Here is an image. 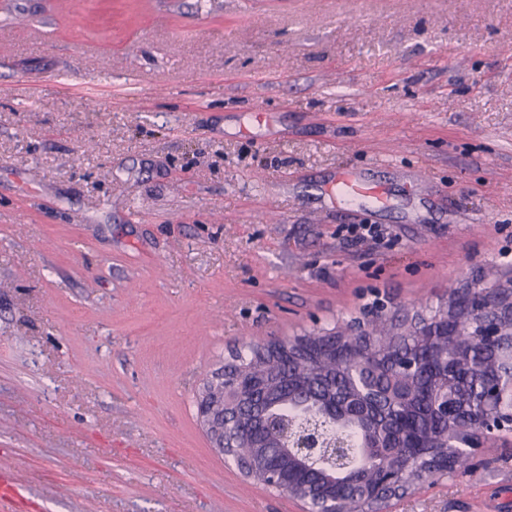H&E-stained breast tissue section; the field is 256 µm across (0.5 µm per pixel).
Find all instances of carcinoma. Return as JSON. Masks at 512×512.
<instances>
[{"label": "carcinoma", "mask_w": 512, "mask_h": 512, "mask_svg": "<svg viewBox=\"0 0 512 512\" xmlns=\"http://www.w3.org/2000/svg\"><path fill=\"white\" fill-rule=\"evenodd\" d=\"M489 282L497 288L484 315L501 332L492 346L457 329L471 305L451 288L437 306L385 314L361 333L335 326L230 355L224 380L205 382L196 393L198 421L212 445L248 463L246 477L264 482L278 460L310 507L334 498L342 512H375L381 498L411 494L435 472L467 467L461 441L492 415L486 381H512V268L491 272ZM270 413L312 419L327 437L376 453L356 455L343 473L323 458L296 461L288 434L264 427ZM385 466L404 470L406 484L381 485Z\"/></svg>", "instance_id": "cac0c4a2"}]
</instances>
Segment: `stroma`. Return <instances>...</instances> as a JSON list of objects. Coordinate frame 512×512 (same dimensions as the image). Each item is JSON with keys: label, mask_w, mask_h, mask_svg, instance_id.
I'll list each match as a JSON object with an SVG mask.
<instances>
[{"label": "stroma", "mask_w": 512, "mask_h": 512, "mask_svg": "<svg viewBox=\"0 0 512 512\" xmlns=\"http://www.w3.org/2000/svg\"><path fill=\"white\" fill-rule=\"evenodd\" d=\"M343 168L387 206H337ZM510 267L512 0L0 6V469L32 512H302L212 448L207 374ZM392 512H512V434Z\"/></svg>", "instance_id": "35a3bbf8"}]
</instances>
